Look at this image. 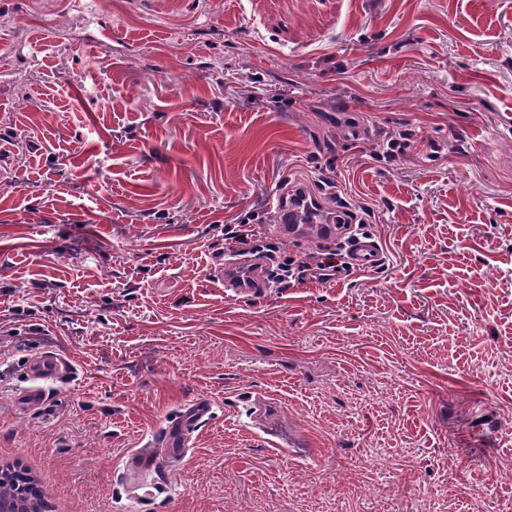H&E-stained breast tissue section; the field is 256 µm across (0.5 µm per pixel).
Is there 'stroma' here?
Returning <instances> with one entry per match:
<instances>
[{
  "label": "stroma",
  "instance_id": "stroma-1",
  "mask_svg": "<svg viewBox=\"0 0 512 512\" xmlns=\"http://www.w3.org/2000/svg\"><path fill=\"white\" fill-rule=\"evenodd\" d=\"M292 182L381 266L226 298L213 258ZM47 347L75 375L17 407ZM202 394L138 495L121 459ZM0 442L73 512H499L512 0H0ZM215 416V405L206 396H199L181 406L162 429L160 439L165 452L149 455L130 452L122 460L124 474L164 475L180 465L189 447V436L202 422Z\"/></svg>",
  "mask_w": 512,
  "mask_h": 512
}]
</instances>
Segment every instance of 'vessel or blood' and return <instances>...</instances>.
<instances>
[{
	"label": "vessel or blood",
	"mask_w": 512,
	"mask_h": 512,
	"mask_svg": "<svg viewBox=\"0 0 512 512\" xmlns=\"http://www.w3.org/2000/svg\"><path fill=\"white\" fill-rule=\"evenodd\" d=\"M275 211L274 224L266 228L270 235L296 240L302 236L306 225L316 223L320 226L322 237L343 239L344 253L337 263L336 271L326 276L319 267H310L306 272L310 281L317 282L326 276L330 281L338 282L344 280L347 274L370 271L383 261V251L378 242L371 237L352 233L354 219L347 214L340 212L330 215L321 206L308 201L289 207L279 200L275 203ZM213 267L223 277L224 288L230 298L246 299L266 292L269 287L265 266L259 259L245 256L227 260L218 256L213 260ZM25 372L29 385L18 396L23 405L46 401L47 383L67 381L72 374V367L58 354L44 351L27 363ZM214 415L215 405L205 396L181 406L160 434L163 454L128 453L122 460L124 472L160 476L178 468L188 451L190 434Z\"/></svg>",
	"instance_id": "vessel-or-blood-1"
}]
</instances>
